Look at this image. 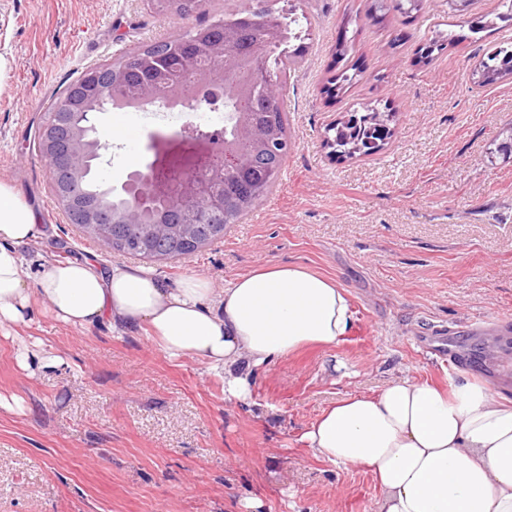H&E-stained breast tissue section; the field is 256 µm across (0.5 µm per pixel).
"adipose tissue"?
I'll return each instance as SVG.
<instances>
[{
  "mask_svg": "<svg viewBox=\"0 0 512 512\" xmlns=\"http://www.w3.org/2000/svg\"><path fill=\"white\" fill-rule=\"evenodd\" d=\"M39 231L32 208L0 181V329L28 323L40 302L76 328L144 327L169 360L223 375L230 402L248 400L272 360L337 344L353 326L344 288L293 264L263 265L219 287L199 275L172 286L145 266L104 272L68 260L32 283L20 248ZM301 440L315 457L367 468L377 512H512V402L495 399L488 383L394 379L377 395L340 398Z\"/></svg>",
  "mask_w": 512,
  "mask_h": 512,
  "instance_id": "ef3b65f1",
  "label": "adipose tissue"
}]
</instances>
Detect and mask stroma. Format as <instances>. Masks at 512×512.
<instances>
[{"instance_id":"stroma-1","label":"stroma","mask_w":512,"mask_h":512,"mask_svg":"<svg viewBox=\"0 0 512 512\" xmlns=\"http://www.w3.org/2000/svg\"><path fill=\"white\" fill-rule=\"evenodd\" d=\"M366 0H286L301 17L304 64L280 102L293 146L277 187L223 239L154 264L174 283L198 274L219 284L267 264H297L335 279L354 310L339 343L276 359L246 402L224 398V379L197 361L167 360L138 329L75 328L37 307L0 332V512H376L379 490L363 468L312 455L302 433L330 402L373 395L395 378L494 386L512 401V333L473 332L477 318L512 316V158L488 148L512 125V78L484 86L472 74L490 47L512 40L497 0L462 14L429 0L412 28L467 29L462 41L416 63V40L390 43L361 20L346 60L334 54L344 14ZM220 0L188 18L149 0H0V54L13 61L0 93V180L33 209L41 233L23 246L31 277L52 261L122 257L69 224L33 141L49 105L86 69L218 19ZM363 77L328 97L343 65ZM365 105L389 106L392 136L371 155L329 157L326 127ZM198 113L114 139L99 179L121 188ZM449 328L466 369L422 349L420 331ZM58 351L51 369L23 368L20 353Z\"/></svg>"}]
</instances>
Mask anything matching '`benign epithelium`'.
I'll list each match as a JSON object with an SVG mask.
<instances>
[{
	"label": "benign epithelium",
	"instance_id": "7a95c632",
	"mask_svg": "<svg viewBox=\"0 0 512 512\" xmlns=\"http://www.w3.org/2000/svg\"><path fill=\"white\" fill-rule=\"evenodd\" d=\"M201 55L175 51L177 65L194 74V81H171L167 78L169 62L154 56L148 64L157 79L141 86L129 99L112 101V89L123 85L125 69L114 61L90 67L72 82L61 103L37 130L38 148L49 163L52 191L68 222L76 225L106 251L115 240L110 229L114 224H146L153 204L168 200L177 214L176 224L189 228L193 224L224 222V169L244 164L245 158L224 142L221 134L203 140L184 132L175 135V150L153 163L133 171L123 190L131 193V201L117 210L112 206V187L105 186L101 195L88 198L81 191L85 176L84 160L102 147L96 136L94 114L100 108L143 110L158 99L175 103L194 100L200 105L209 100L200 96L207 86L224 83V35H216L210 27L191 34ZM240 132L253 141L274 150L286 139H272L254 126L248 117L238 120Z\"/></svg>",
	"mask_w": 512,
	"mask_h": 512
}]
</instances>
